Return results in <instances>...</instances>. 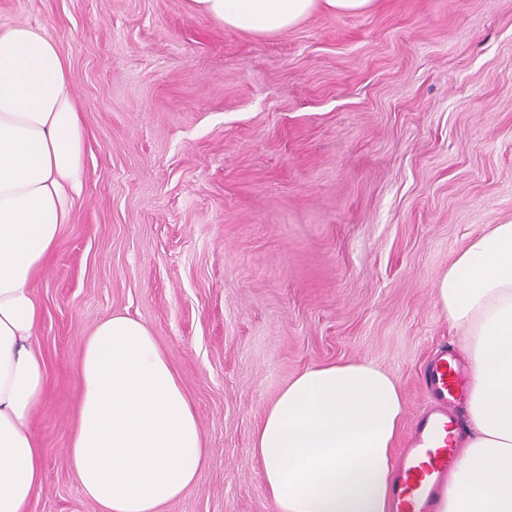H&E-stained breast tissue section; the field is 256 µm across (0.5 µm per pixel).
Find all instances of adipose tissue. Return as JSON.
Here are the masks:
<instances>
[{"instance_id": "ef3b65f1", "label": "adipose tissue", "mask_w": 512, "mask_h": 512, "mask_svg": "<svg viewBox=\"0 0 512 512\" xmlns=\"http://www.w3.org/2000/svg\"><path fill=\"white\" fill-rule=\"evenodd\" d=\"M375 0H193V10L257 34L323 7L362 14ZM86 134L64 57L39 31L0 30V512H24L46 463L28 426L46 397L32 344L42 306L31 283L83 188ZM468 356L469 435L438 512H512V223L458 252L437 284ZM69 457L100 512H164L206 459L191 397L142 322L98 324L83 346ZM404 405L369 362L306 370L254 434L278 512H389Z\"/></svg>"}]
</instances>
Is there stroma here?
Instances as JSON below:
<instances>
[{"instance_id":"obj_1","label":"stroma","mask_w":512,"mask_h":512,"mask_svg":"<svg viewBox=\"0 0 512 512\" xmlns=\"http://www.w3.org/2000/svg\"><path fill=\"white\" fill-rule=\"evenodd\" d=\"M64 56L85 177L31 287L46 477L24 512H98L67 448L94 328L146 324L207 461L165 512H277L253 435L307 369L372 363L410 429L420 370L461 348L436 286L512 223V0H376L254 34L189 0H0Z\"/></svg>"}]
</instances>
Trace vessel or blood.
Segmentation results:
<instances>
[{
    "label": "vessel or blood",
    "mask_w": 512,
    "mask_h": 512,
    "mask_svg": "<svg viewBox=\"0 0 512 512\" xmlns=\"http://www.w3.org/2000/svg\"><path fill=\"white\" fill-rule=\"evenodd\" d=\"M425 383L434 398L444 404L460 401L466 393L459 366L444 351L433 356ZM460 430L459 420L442 410L416 422L413 446L396 465L392 512H434L448 470L462 452Z\"/></svg>",
    "instance_id": "obj_1"
}]
</instances>
